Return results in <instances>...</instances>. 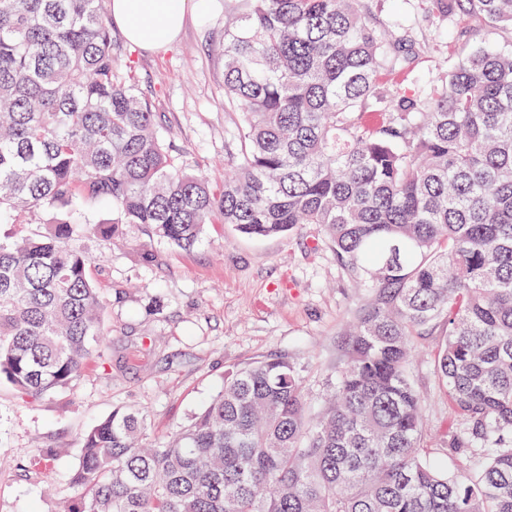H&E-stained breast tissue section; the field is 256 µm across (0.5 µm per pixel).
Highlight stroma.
<instances>
[{
    "label": "stroma",
    "instance_id": "1",
    "mask_svg": "<svg viewBox=\"0 0 512 512\" xmlns=\"http://www.w3.org/2000/svg\"><path fill=\"white\" fill-rule=\"evenodd\" d=\"M209 4L208 19L188 11L179 37L156 51L130 44L119 26L111 32L174 152L187 168L215 177L239 149V115L224 108L223 67L212 52L224 38V0ZM380 8L384 25H405L424 45L403 85L428 87L448 66L455 23L426 20L422 0H382ZM91 225L77 232L107 302L109 338L66 390L30 402L0 382V512H62L75 494L70 477L81 436L112 409H140L151 436L164 438L254 361L294 363L309 414L317 416L336 382L348 321L369 297L316 224L267 238L217 224L189 249L139 224L120 225L103 242ZM146 250L155 262L142 261ZM443 340L438 325L417 337L411 366L424 407L425 458L449 475H471L481 451L448 445L449 429L463 422L452 417L436 374Z\"/></svg>",
    "mask_w": 512,
    "mask_h": 512
}]
</instances>
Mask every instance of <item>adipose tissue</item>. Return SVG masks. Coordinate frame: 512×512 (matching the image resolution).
I'll return each instance as SVG.
<instances>
[{"label":"adipose tissue","mask_w":512,"mask_h":512,"mask_svg":"<svg viewBox=\"0 0 512 512\" xmlns=\"http://www.w3.org/2000/svg\"><path fill=\"white\" fill-rule=\"evenodd\" d=\"M186 0H110L113 19L125 28L128 39L144 48L174 40L186 17Z\"/></svg>","instance_id":"adipose-tissue-1"}]
</instances>
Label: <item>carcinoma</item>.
I'll return each instance as SVG.
<instances>
[{
	"mask_svg": "<svg viewBox=\"0 0 512 512\" xmlns=\"http://www.w3.org/2000/svg\"><path fill=\"white\" fill-rule=\"evenodd\" d=\"M373 0H224V108L239 150L222 183L178 162L118 67L104 0H0V381L68 388L108 336L75 225L121 224L191 248L318 224L373 288L315 423L286 358L227 377L191 422L152 439L126 406L82 436L64 512H512V51L467 43L427 90L379 79L423 46ZM512 30V0H430ZM52 213L45 232L31 214ZM445 328L437 374L479 448L470 478L422 455L413 339Z\"/></svg>",
	"mask_w": 512,
	"mask_h": 512,
	"instance_id": "carcinoma-1",
	"label": "carcinoma"
}]
</instances>
